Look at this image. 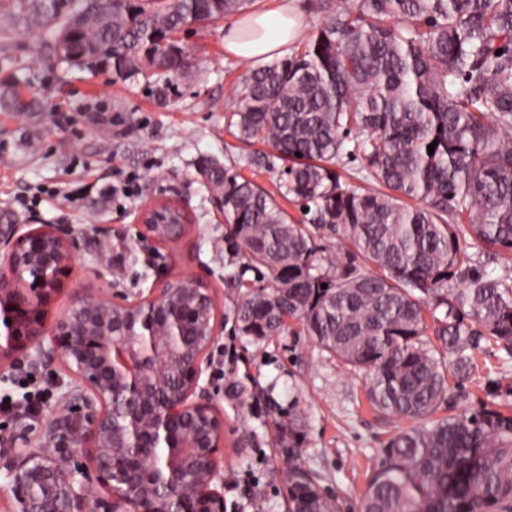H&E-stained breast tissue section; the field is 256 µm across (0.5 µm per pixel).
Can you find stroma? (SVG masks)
<instances>
[{
    "label": "stroma",
    "mask_w": 512,
    "mask_h": 512,
    "mask_svg": "<svg viewBox=\"0 0 512 512\" xmlns=\"http://www.w3.org/2000/svg\"><path fill=\"white\" fill-rule=\"evenodd\" d=\"M40 29L16 27L0 43V81L27 77L40 109L0 112V215L26 223L112 227L102 250L111 267L86 254L45 309L53 320L82 292L115 284L130 298L147 293L143 263L154 257L169 277H207L221 311L237 300L235 267L224 263V218L194 163L202 156L253 175L245 147L227 117L233 89L247 62L224 53V25L184 34L189 77L175 80L167 104H158L143 77H118L111 66L63 70L39 60ZM123 191L111 196L107 187ZM184 206V238L160 244L139 235L138 215L149 203ZM202 383L224 415L226 512H288V456L296 454L340 512H360L382 450L413 420L377 414L367 381L326 352L301 329L256 342L225 327L203 365ZM245 386L243 397L231 385ZM38 392L26 421L49 420L63 393L46 370L0 371V398L18 404ZM512 404V361L490 341L474 352L469 380L451 386L441 415L473 412L486 403Z\"/></svg>",
    "instance_id": "stroma-1"
}]
</instances>
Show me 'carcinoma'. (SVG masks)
<instances>
[{"label":"carcinoma","mask_w":512,"mask_h":512,"mask_svg":"<svg viewBox=\"0 0 512 512\" xmlns=\"http://www.w3.org/2000/svg\"><path fill=\"white\" fill-rule=\"evenodd\" d=\"M252 2L10 0L3 34L44 28V53L68 69L166 74L153 82L163 103L171 77L189 69L176 35ZM321 9L303 51L245 75L229 119L241 144L273 150L247 164L276 175L300 218L234 165L196 161L224 201L227 263L257 274L239 282L234 330L264 341L297 322L366 374L379 414L418 421L383 448L361 512H512V414L483 406L437 417L481 339L512 357V0H324ZM0 111L39 105L3 86ZM354 161L369 187L342 183ZM466 233L503 274H469ZM319 238L352 250L333 256ZM286 491L288 512H338L291 448Z\"/></svg>","instance_id":"carcinoma-1"}]
</instances>
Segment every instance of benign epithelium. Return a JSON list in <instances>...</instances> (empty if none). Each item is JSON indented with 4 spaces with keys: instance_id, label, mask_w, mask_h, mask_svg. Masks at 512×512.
<instances>
[{
    "instance_id": "1",
    "label": "benign epithelium",
    "mask_w": 512,
    "mask_h": 512,
    "mask_svg": "<svg viewBox=\"0 0 512 512\" xmlns=\"http://www.w3.org/2000/svg\"><path fill=\"white\" fill-rule=\"evenodd\" d=\"M162 210H142L144 236L180 239L186 225L163 222ZM105 233L0 225V367L57 363L70 379L53 417L36 432L18 424L0 454L6 494L15 512H171L174 495L200 502L194 512H224V416L200 385L224 327L211 284L159 277L132 301L101 289L44 322L77 250L104 260ZM85 448L93 482L70 466ZM128 448L140 452L129 457ZM154 448L169 449L165 466L146 462Z\"/></svg>"
}]
</instances>
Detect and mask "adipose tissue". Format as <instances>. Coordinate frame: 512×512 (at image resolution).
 <instances>
[{
    "instance_id": "adipose-tissue-1",
    "label": "adipose tissue",
    "mask_w": 512,
    "mask_h": 512,
    "mask_svg": "<svg viewBox=\"0 0 512 512\" xmlns=\"http://www.w3.org/2000/svg\"><path fill=\"white\" fill-rule=\"evenodd\" d=\"M299 0H277L267 11H250L224 27V51L231 58L265 64L286 56L306 19Z\"/></svg>"
}]
</instances>
